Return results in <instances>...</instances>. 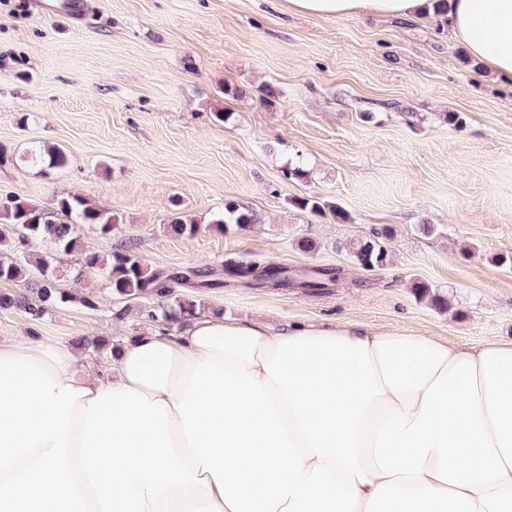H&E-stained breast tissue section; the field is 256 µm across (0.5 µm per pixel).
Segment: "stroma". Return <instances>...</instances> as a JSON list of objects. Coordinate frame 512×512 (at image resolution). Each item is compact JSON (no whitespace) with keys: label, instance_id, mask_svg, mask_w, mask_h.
I'll return each mask as SVG.
<instances>
[{"label":"stroma","instance_id":"35a3bbf8","mask_svg":"<svg viewBox=\"0 0 512 512\" xmlns=\"http://www.w3.org/2000/svg\"><path fill=\"white\" fill-rule=\"evenodd\" d=\"M83 3L76 24L35 0H0V197L51 209L77 195L120 221L106 238L79 229L78 251L55 261L71 300L37 322L0 309V340L139 335L149 321L138 302L113 318L122 299L80 262L120 243L166 271L220 277L227 260L254 258L342 270L320 292L176 285L229 319L412 329L464 351L512 340V81L486 75L435 15L323 18L284 0ZM43 145L68 166L29 161ZM299 157L307 177L286 179ZM309 195L348 221L290 203ZM228 201L258 223L211 228ZM178 214L196 235L170 232ZM385 226L389 264L355 265L344 243ZM303 238L317 250L301 251ZM417 281L447 294V311L420 302Z\"/></svg>","mask_w":512,"mask_h":512}]
</instances>
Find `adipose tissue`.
Here are the masks:
<instances>
[{
    "label": "adipose tissue",
    "instance_id": "1",
    "mask_svg": "<svg viewBox=\"0 0 512 512\" xmlns=\"http://www.w3.org/2000/svg\"><path fill=\"white\" fill-rule=\"evenodd\" d=\"M414 17L428 0H287ZM512 78V0H440ZM0 512H512V343L200 315L76 346L0 341Z\"/></svg>",
    "mask_w": 512,
    "mask_h": 512
}]
</instances>
